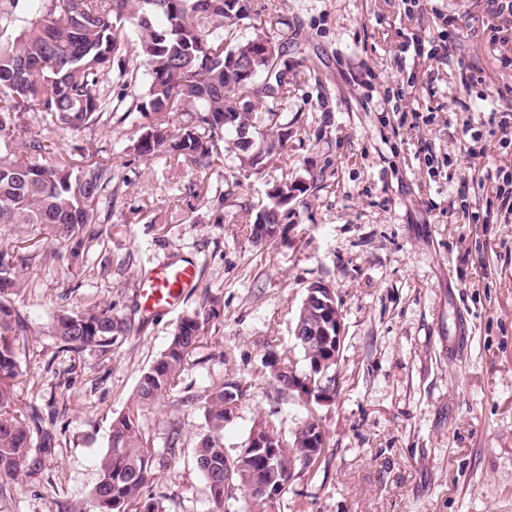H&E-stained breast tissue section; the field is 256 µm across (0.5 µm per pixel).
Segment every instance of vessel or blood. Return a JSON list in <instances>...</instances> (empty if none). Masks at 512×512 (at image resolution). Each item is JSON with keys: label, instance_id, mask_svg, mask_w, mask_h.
Returning <instances> with one entry per match:
<instances>
[{"label": "vessel or blood", "instance_id": "b4317fda", "mask_svg": "<svg viewBox=\"0 0 512 512\" xmlns=\"http://www.w3.org/2000/svg\"><path fill=\"white\" fill-rule=\"evenodd\" d=\"M197 271L189 262H166L148 270L140 281L146 313L177 307L196 286Z\"/></svg>", "mask_w": 512, "mask_h": 512}]
</instances>
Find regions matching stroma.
<instances>
[{"instance_id": "1", "label": "stroma", "mask_w": 512, "mask_h": 512, "mask_svg": "<svg viewBox=\"0 0 512 512\" xmlns=\"http://www.w3.org/2000/svg\"><path fill=\"white\" fill-rule=\"evenodd\" d=\"M250 5L229 34L270 31L288 44V96L259 107L279 113L288 143L264 171L232 152L205 177L143 161L128 150L137 137L128 122L75 136L38 112L22 120L21 140H40L46 160L79 145L123 165L127 184L79 265L41 226L0 225V246L20 258L17 405L51 440L32 448L36 470L0 478V512H77L113 414L180 319L207 306L215 313L178 386L145 411L156 450L171 426L181 441L143 496L166 512H213L195 464L202 398L227 379L249 386L224 429L231 453L254 418L296 428L306 409L277 398L267 352L300 360L292 331L314 284L334 289L343 317L339 387L315 412L325 452L271 512H512V224L486 213L488 176L512 162V144L489 121L506 103L481 98L512 85V66L490 39L493 16L484 0L411 12L402 0ZM441 12L456 19L446 56H417L437 39ZM465 72L475 85L462 84ZM468 123L486 154L471 155ZM285 181L299 191L277 236L255 245L249 226ZM463 209L477 222H455ZM172 259L196 262L198 285L177 308L145 314L139 278ZM94 305L128 330L105 355L66 349L53 323Z\"/></svg>"}]
</instances>
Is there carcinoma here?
I'll return each instance as SVG.
<instances>
[{
    "instance_id": "carcinoma-1",
    "label": "carcinoma",
    "mask_w": 512,
    "mask_h": 512,
    "mask_svg": "<svg viewBox=\"0 0 512 512\" xmlns=\"http://www.w3.org/2000/svg\"><path fill=\"white\" fill-rule=\"evenodd\" d=\"M0 10V224H38L63 242L83 241L88 227L105 224L127 178L108 159L79 165L60 157L44 162V146L32 139L26 154L14 150V136L29 112H41L51 123L75 135L93 130L113 118L136 119L140 131L132 150L144 161L184 160L204 175L224 164V144L242 152L241 162L262 170L265 161L281 154L287 143L279 115L270 111L255 122V109L265 99L288 93V61L284 43L258 66L256 78L245 82L231 73L232 56L248 52L250 40L225 36V23L247 14L248 0H8ZM136 28L131 39L125 23ZM10 32L5 38L3 33ZM145 78V91L112 96V83L127 90ZM186 116L174 128L173 117ZM295 191L294 184L276 186L269 203L250 228L252 242L278 233L279 190ZM16 256L0 249V477L24 471L35 419L12 410L19 361L13 334L23 328L10 296L18 293ZM208 317H184L166 348L142 373L131 405L112 417L109 446L99 462L98 480L86 505L78 512H165L162 502L142 498L155 467L172 455L178 443L173 430L167 449L157 452L142 426L143 410L160 402L178 386L192 353L203 339ZM127 323L111 311L95 306L60 316L53 333L74 352L112 350ZM303 353V367L287 354L270 351L273 379L280 396L299 398L289 376L330 361L321 385L336 397V338L295 336ZM248 386L226 380L207 392L204 413L207 433L195 448L197 467L205 477L215 512H225L234 485L246 491L244 512H268L258 486L269 466L294 473L284 479L280 494L288 493L300 474L315 468L309 449L325 434L312 413L291 435H284L264 418L253 420L244 446L230 454L224 448V394ZM266 438L254 447V435Z\"/></svg>"
}]
</instances>
